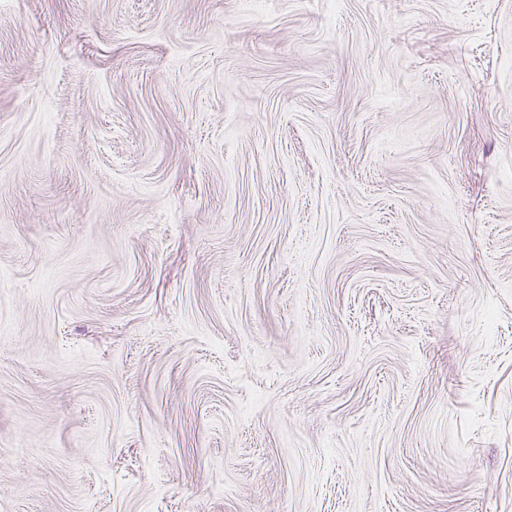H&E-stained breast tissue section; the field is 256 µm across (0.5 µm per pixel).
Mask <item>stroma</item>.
Masks as SVG:
<instances>
[{
	"mask_svg": "<svg viewBox=\"0 0 512 512\" xmlns=\"http://www.w3.org/2000/svg\"><path fill=\"white\" fill-rule=\"evenodd\" d=\"M0 512H512V0H0Z\"/></svg>",
	"mask_w": 512,
	"mask_h": 512,
	"instance_id": "obj_1",
	"label": "stroma"
}]
</instances>
